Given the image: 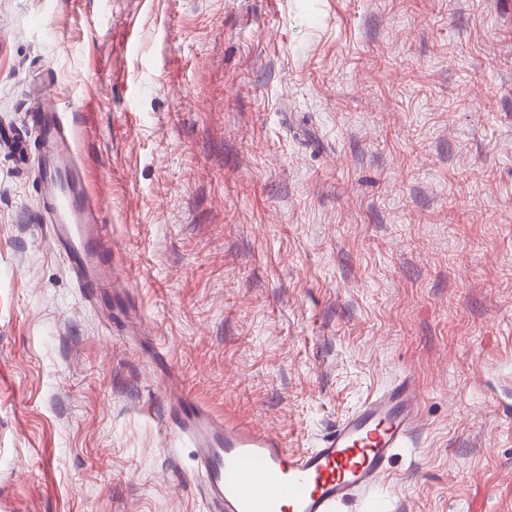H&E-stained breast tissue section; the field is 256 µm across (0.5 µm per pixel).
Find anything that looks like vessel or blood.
<instances>
[{"instance_id": "b4317fda", "label": "vessel or blood", "mask_w": 512, "mask_h": 512, "mask_svg": "<svg viewBox=\"0 0 512 512\" xmlns=\"http://www.w3.org/2000/svg\"><path fill=\"white\" fill-rule=\"evenodd\" d=\"M65 113L42 108L33 124L54 157L45 177L52 240L66 254L78 288L93 294L112 285L107 235L73 159ZM180 432L195 445L196 488L212 512H338L373 490L399 449L421 425L414 381L402 378L370 397L321 440L320 447L288 450L283 438L248 422H231L182 397Z\"/></svg>"}]
</instances>
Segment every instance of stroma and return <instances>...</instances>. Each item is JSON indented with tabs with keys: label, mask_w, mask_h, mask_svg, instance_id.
Segmentation results:
<instances>
[{
	"label": "stroma",
	"mask_w": 512,
	"mask_h": 512,
	"mask_svg": "<svg viewBox=\"0 0 512 512\" xmlns=\"http://www.w3.org/2000/svg\"><path fill=\"white\" fill-rule=\"evenodd\" d=\"M406 375L423 427L340 512H512V0H0V512H205L180 395L301 451ZM32 118L55 160L45 177L51 239L66 254L77 287L88 295L101 293L112 288V260L105 226L99 222L100 204L89 197L73 159L66 113L42 107Z\"/></svg>",
	"instance_id": "obj_1"
}]
</instances>
